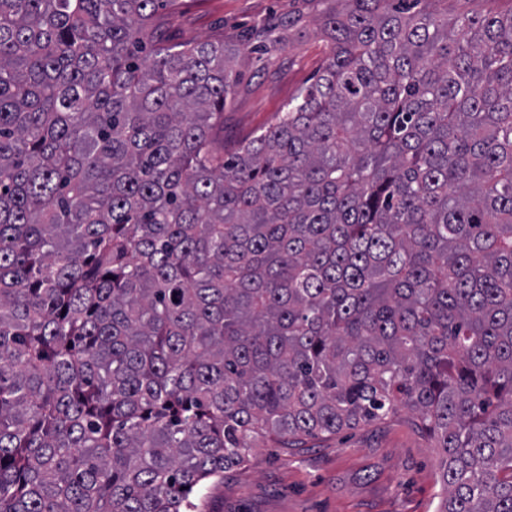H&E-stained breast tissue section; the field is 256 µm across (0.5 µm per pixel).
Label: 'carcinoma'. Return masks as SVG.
Returning a JSON list of instances; mask_svg holds the SVG:
<instances>
[{"label":"carcinoma","mask_w":512,"mask_h":512,"mask_svg":"<svg viewBox=\"0 0 512 512\" xmlns=\"http://www.w3.org/2000/svg\"><path fill=\"white\" fill-rule=\"evenodd\" d=\"M163 0H0V512H199L253 442L406 409L512 512V12L344 0L230 153Z\"/></svg>","instance_id":"obj_1"}]
</instances>
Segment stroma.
Here are the masks:
<instances>
[{
  "mask_svg": "<svg viewBox=\"0 0 512 512\" xmlns=\"http://www.w3.org/2000/svg\"><path fill=\"white\" fill-rule=\"evenodd\" d=\"M335 6V0H178L158 9L169 44L229 40L279 17L299 20L268 54L238 58L241 80L224 107L225 151L274 124L312 82L329 52L318 19ZM205 492L210 512H437L440 457L414 415L403 411L299 448L258 440L241 465Z\"/></svg>",
  "mask_w": 512,
  "mask_h": 512,
  "instance_id": "35a3bbf8",
  "label": "stroma"
}]
</instances>
